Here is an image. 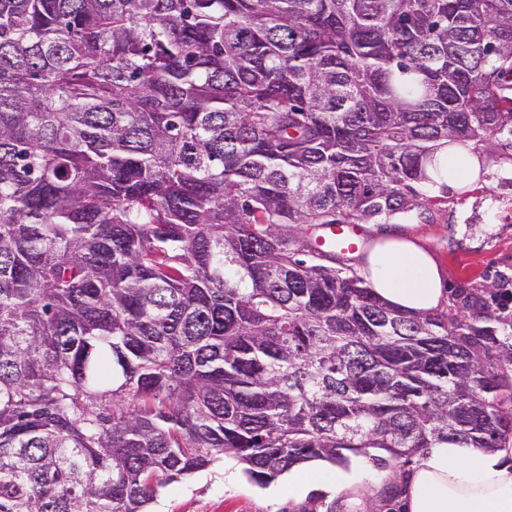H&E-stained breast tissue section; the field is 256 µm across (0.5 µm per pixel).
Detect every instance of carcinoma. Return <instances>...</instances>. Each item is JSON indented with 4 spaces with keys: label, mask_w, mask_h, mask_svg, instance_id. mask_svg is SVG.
I'll list each match as a JSON object with an SVG mask.
<instances>
[{
    "label": "carcinoma",
    "mask_w": 512,
    "mask_h": 512,
    "mask_svg": "<svg viewBox=\"0 0 512 512\" xmlns=\"http://www.w3.org/2000/svg\"><path fill=\"white\" fill-rule=\"evenodd\" d=\"M496 137L512 0H0V512L505 447L512 273L410 313L299 233Z\"/></svg>",
    "instance_id": "carcinoma-1"
}]
</instances>
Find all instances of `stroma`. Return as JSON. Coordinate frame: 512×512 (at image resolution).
<instances>
[{
  "instance_id": "obj_1",
  "label": "stroma",
  "mask_w": 512,
  "mask_h": 512,
  "mask_svg": "<svg viewBox=\"0 0 512 512\" xmlns=\"http://www.w3.org/2000/svg\"><path fill=\"white\" fill-rule=\"evenodd\" d=\"M512 152L493 143L483 157L485 175L469 193L450 191L448 201L433 206L428 219L408 216L394 224H367L366 239L398 234L418 241L440 266L444 288L512 270V223L502 221L501 199L512 192V172L502 168ZM412 466L394 470L365 460L356 485L362 504L372 512H407L406 486ZM276 492L250 482L240 465L224 458L210 468L160 488L150 512H357L347 493L294 496L287 481Z\"/></svg>"
}]
</instances>
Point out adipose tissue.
Listing matches in <instances>:
<instances>
[{
  "instance_id": "adipose-tissue-1",
  "label": "adipose tissue",
  "mask_w": 512,
  "mask_h": 512,
  "mask_svg": "<svg viewBox=\"0 0 512 512\" xmlns=\"http://www.w3.org/2000/svg\"><path fill=\"white\" fill-rule=\"evenodd\" d=\"M363 273L386 303L410 312L432 311L442 297L436 261L410 239L388 238L377 244ZM507 449L490 451L443 443L420 457L407 488L408 512H512V463ZM334 475L337 489L352 486L355 467H330L323 460L307 465L304 478L289 477L297 493Z\"/></svg>"
}]
</instances>
